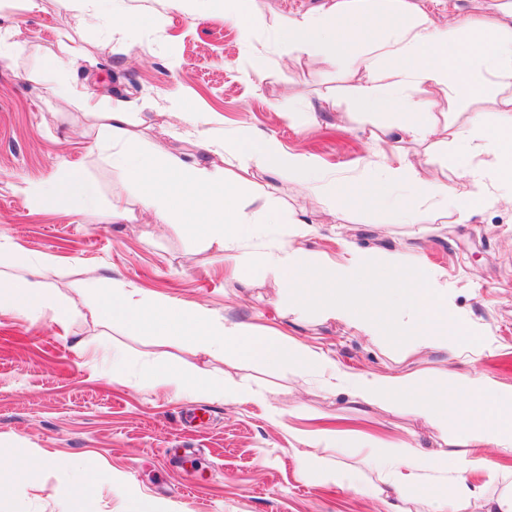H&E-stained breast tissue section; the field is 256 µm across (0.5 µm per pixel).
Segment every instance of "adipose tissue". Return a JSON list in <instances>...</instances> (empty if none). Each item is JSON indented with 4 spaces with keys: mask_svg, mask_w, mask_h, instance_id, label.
<instances>
[{
    "mask_svg": "<svg viewBox=\"0 0 512 512\" xmlns=\"http://www.w3.org/2000/svg\"><path fill=\"white\" fill-rule=\"evenodd\" d=\"M82 21L107 22L121 39H131L138 24L123 11L122 0L104 9L101 0H76ZM396 17L389 33L378 34L376 15ZM280 36L297 57L343 67L358 78L355 103L359 111L372 113L397 107L406 119L396 127H384L374 142L396 136L427 142L440 136L442 143L463 145L465 158L455 166L461 191L446 182L420 176L407 159L385 165L387 178L404 183L407 195L395 207L397 223H420L424 214L453 213L456 222L469 221L477 213L502 201L512 202V91L494 101L497 118L485 124L475 114L469 124L436 128L428 120L438 102L454 107L478 101L491 86L512 78V0H492L487 14L477 18L465 13L439 21L430 17L419 0H329L328 4L289 18ZM434 95L416 96L420 85ZM53 93L62 103L100 117L89 136L93 143H109L111 160L143 185L140 203L157 222L183 220L190 234L203 235L209 245L239 263L274 271L291 293L289 305L297 312L316 308L324 319H335L367 336H409L416 348H439L455 358L463 337L473 328L451 315L448 283L424 267L420 258L391 251L379 255L352 252L348 262L319 259L300 247L283 243L259 252L240 246L257 231L237 184L229 182L213 155L231 150L243 169L255 168L296 180L308 192L335 200L342 184L325 173L306 155L286 151L278 140L251 131L238 132L231 143L211 144L207 158L185 159L146 150L128 129V104L120 101L101 111L96 98L67 82H57ZM36 207H56L79 199H95L94 187L79 169L61 164L55 179L29 188ZM383 271L393 285L392 323H380L369 312L373 289L364 285L369 270ZM29 315L51 312L59 326H66L71 302L56 297L43 283L14 278L0 286V308ZM96 316L103 324L123 325L139 336H159L190 341L195 352L224 358L229 354L265 365L293 367L312 372L329 391L345 392L358 404L399 402L424 422L449 432L447 460L424 452L420 446H375L360 459L362 467L383 474L389 486L386 512H404L402 503L419 492L423 512H512V467L502 465L498 454L512 452V387L502 386L481 372H454L430 384L414 373L375 375L337 368L325 352L277 335H261L251 327L224 320L194 302L162 296H146L123 282L102 289ZM136 373L140 384L164 386L174 397L194 395L224 402H261L260 393L225 383L206 367L158 369L142 364ZM296 456L303 474L320 470V478L341 488L349 476L337 466L320 468L315 451L335 449L350 454L346 432L299 433ZM57 470L72 497H86L99 484H112L109 472L87 474L79 464L51 455H34L19 461L16 470L35 477L39 467ZM502 481L503 492L488 493L475 482V474Z\"/></svg>",
    "mask_w": 512,
    "mask_h": 512,
    "instance_id": "ef3b65f1",
    "label": "adipose tissue"
}]
</instances>
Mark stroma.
<instances>
[{
	"label": "stroma",
	"mask_w": 512,
	"mask_h": 512,
	"mask_svg": "<svg viewBox=\"0 0 512 512\" xmlns=\"http://www.w3.org/2000/svg\"><path fill=\"white\" fill-rule=\"evenodd\" d=\"M319 3L250 0L249 20L237 26L225 22L218 6L195 18L169 9L166 0H124L129 14L153 12L159 22L143 24L136 42L122 43L105 26H77L62 0H43L39 10L27 9L25 0H0V15L17 22L16 48L0 59V238L30 256H50L40 281L74 303L64 331L48 314L31 319L0 310V512H134L143 498L158 512H378L386 489L380 475L360 469L353 454L343 464L354 473V488L321 485L302 474L293 431L328 422L354 430L355 447L367 434L389 444L416 442L432 453L448 447L439 431L406 408L355 404L311 374L231 356L214 362L193 355L185 341L99 324L87 282L92 273L204 304L261 334L285 335L324 351L344 370L416 372L435 382L447 367L443 352L415 350L405 336L374 339L314 311L298 318L274 274L234 267L182 223H153L140 207L139 185L87 138L94 116L57 104L50 93V52L60 62L58 78L95 93L104 107L132 101L129 130L146 146L204 155L203 147L173 134L165 109L167 98L177 96L192 111L212 115L215 132L259 130L337 178H355L363 197L342 193L331 209L288 177L241 170L228 153L214 158L245 198L271 195L273 204L287 205L313 228L299 237L293 226L267 224L261 237L246 241L247 250L289 239L312 255L336 259L348 241L365 251L421 258L447 281L455 316L479 330L463 343L457 370L475 368L512 386V206L487 209L466 224L449 216L393 223L380 176L384 155L406 153L424 177L457 190L458 152L371 142L372 127L397 120L396 110L357 112L349 72L296 58L278 38L285 18ZM294 93L300 103L282 112L283 99ZM142 98L151 99L152 108L137 107ZM65 159L79 163L95 184L96 204L35 209L28 185L51 180ZM116 197L126 201L128 219L113 218ZM75 336L85 339V350L73 348ZM104 342L136 365L212 367L263 392L267 401L227 404L177 398L165 387L134 381L115 385L102 374ZM272 408L287 413V427L269 422ZM40 450L74 459L91 473L111 472L117 485L74 499L54 469L41 470L33 481L17 474L12 459Z\"/></svg>",
	"instance_id": "obj_1"
}]
</instances>
